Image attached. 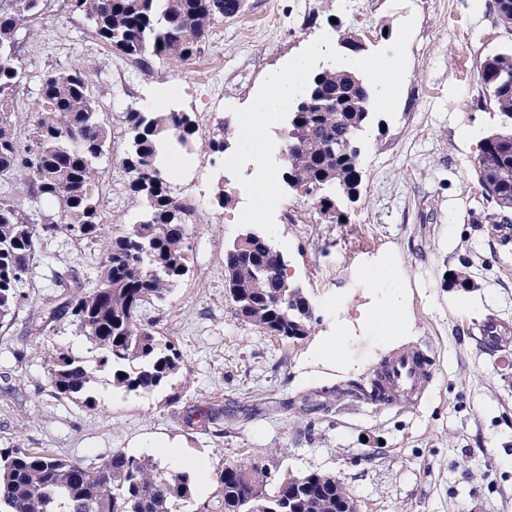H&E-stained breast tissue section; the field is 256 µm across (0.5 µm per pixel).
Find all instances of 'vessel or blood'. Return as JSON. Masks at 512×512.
<instances>
[{
    "label": "vessel or blood",
    "mask_w": 512,
    "mask_h": 512,
    "mask_svg": "<svg viewBox=\"0 0 512 512\" xmlns=\"http://www.w3.org/2000/svg\"><path fill=\"white\" fill-rule=\"evenodd\" d=\"M432 362L418 348H405L392 354L377 373L370 397L383 403L419 401L432 381Z\"/></svg>",
    "instance_id": "obj_1"
}]
</instances>
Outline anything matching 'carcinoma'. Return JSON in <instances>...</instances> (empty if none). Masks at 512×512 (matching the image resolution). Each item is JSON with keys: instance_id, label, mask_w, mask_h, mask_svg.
<instances>
[{"instance_id": "cac0c4a2", "label": "carcinoma", "mask_w": 512, "mask_h": 512, "mask_svg": "<svg viewBox=\"0 0 512 512\" xmlns=\"http://www.w3.org/2000/svg\"><path fill=\"white\" fill-rule=\"evenodd\" d=\"M47 0H0V328L11 325L34 268L36 245L71 236L99 245L101 261L89 270L57 273L56 295L29 318L30 332L51 333L65 322L98 351L96 366L81 357L49 355V384L61 398L95 406L97 372L136 396L170 388L167 404L183 400L174 380L184 360L174 345L143 321L146 305L162 301L189 270L190 205L172 189L161 164V145L191 155L197 124L188 112L125 114L130 140L122 165L131 174L128 193L144 219L121 235L101 227L98 163L109 129L88 93L84 73L73 67L48 71L26 144L15 135L13 99L24 72L17 47L44 14ZM237 0H63L86 17L94 38L140 64L147 59L187 60L200 51L218 17L234 16ZM499 25L512 33V0H494ZM478 77L489 106L512 125V50L486 56ZM371 110L368 85L355 73L327 62L307 80L288 113L282 179L315 200L336 221V196L358 191L362 179L357 144ZM480 188L493 187L512 201V131L484 137L473 164ZM22 186L27 204L14 197ZM56 204L59 218L45 213ZM266 237L248 232L224 252V276L234 315L269 336L302 339L312 331V306L302 287L288 281ZM223 410H186L189 428L219 424ZM292 493L288 478L273 482L258 455L221 463L211 492L196 493V479L153 459L123 450L95 468L75 459L28 448H0V512H336V476L301 474Z\"/></svg>"}]
</instances>
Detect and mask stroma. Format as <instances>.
Wrapping results in <instances>:
<instances>
[{"label":"stroma","mask_w":512,"mask_h":512,"mask_svg":"<svg viewBox=\"0 0 512 512\" xmlns=\"http://www.w3.org/2000/svg\"><path fill=\"white\" fill-rule=\"evenodd\" d=\"M494 0H335V25L306 24L319 0H248L245 11L220 20L224 70L193 60L154 62L151 70L99 46L84 18L51 0L22 43L26 78L14 97L16 136L26 140L40 78L48 70L82 68L108 125L112 144L98 163L101 181L117 187L100 196L106 231H128L138 211L126 195L121 164L127 145L124 113L179 111L213 115L199 135L191 165L171 162V185L195 200L189 227V272L168 299L145 307L144 320L184 358L189 403L235 411L221 435L184 426L166 391L127 396L101 372L96 405L56 398L48 382L50 354L94 362L95 351L69 325L36 337L22 309L0 333V448H34L99 466L113 450L144 455L193 473L210 493L219 462L263 453L272 474L320 471L340 479L360 512H512V231L490 223L473 173L479 141L501 126L477 75L484 57L512 49L496 22ZM414 17L407 46L409 79L394 116L374 115L361 143L362 182L355 199L338 198L332 223L308 197L286 191L275 216L274 244L291 282L310 300L316 321L298 340L264 334L240 321L225 290L224 252L244 234L237 221L247 196L210 151L219 123L237 125L235 109L256 96L265 73L281 68L320 35L356 34L366 53L394 41L401 20ZM224 191L225 203L215 194ZM96 245L70 240L47 247L28 293L51 294L53 275L96 265ZM465 271L473 286H453ZM401 299L403 330L388 333L370 318L391 295ZM505 323L496 345L482 325ZM343 337L339 356L318 350ZM407 347L433 361V381L417 405L386 406L361 397L376 368ZM343 394L329 410L299 409L302 396L332 388Z\"/></svg>","instance_id":"35a3bbf8"}]
</instances>
